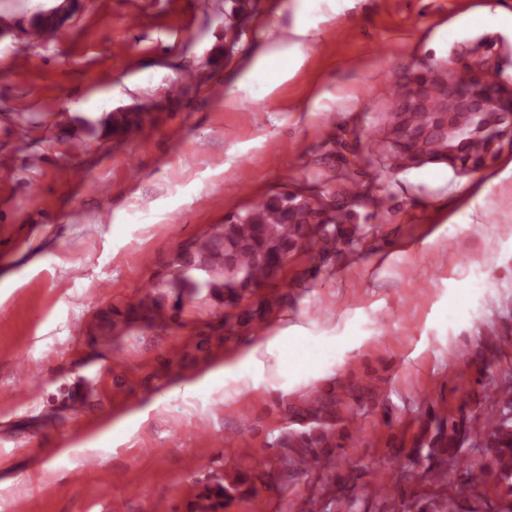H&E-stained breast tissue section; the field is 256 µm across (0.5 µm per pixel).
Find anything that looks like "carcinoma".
Returning a JSON list of instances; mask_svg holds the SVG:
<instances>
[{
	"instance_id": "1",
	"label": "carcinoma",
	"mask_w": 512,
	"mask_h": 512,
	"mask_svg": "<svg viewBox=\"0 0 512 512\" xmlns=\"http://www.w3.org/2000/svg\"><path fill=\"white\" fill-rule=\"evenodd\" d=\"M387 165L394 171L416 167L410 155L391 151L385 155ZM323 200L317 195L301 193L262 198L238 213V219L227 221L220 230L198 238L194 244L197 262H187L177 253L173 262V278L169 285L195 293L202 288L224 290V303L233 305L243 300L254 288L274 280L281 260L302 242L317 247L321 256L336 255L341 247L362 238L365 227L342 224L351 220V211H338L334 224H313L312 217L321 209ZM486 431L484 447L489 461L470 471L473 487L482 486L476 473L496 472L494 484L508 483L512 491V401L504 404L497 414L484 416ZM459 423L444 419L437 422L432 447L459 446ZM452 434H446L447 430Z\"/></svg>"
}]
</instances>
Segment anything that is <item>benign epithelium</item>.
I'll return each instance as SVG.
<instances>
[{"instance_id": "obj_1", "label": "benign epithelium", "mask_w": 512, "mask_h": 512, "mask_svg": "<svg viewBox=\"0 0 512 512\" xmlns=\"http://www.w3.org/2000/svg\"><path fill=\"white\" fill-rule=\"evenodd\" d=\"M462 69L467 71L466 80L441 87L435 101L436 120L425 129H416L408 124L406 115L426 107V97L434 86L436 74L428 70L411 77L415 94L395 100L390 108L392 122L386 136L390 145L414 156L424 147L425 140L446 133L448 154L439 161L459 173H466L480 167L494 146L503 139L512 142V87H506L501 80L493 86L488 83L487 73L491 65L484 58L467 63ZM478 118L484 120L480 135L485 148L477 154L467 153L462 132L471 120Z\"/></svg>"}]
</instances>
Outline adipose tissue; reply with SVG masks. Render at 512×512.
<instances>
[{
  "label": "adipose tissue",
  "instance_id": "obj_1",
  "mask_svg": "<svg viewBox=\"0 0 512 512\" xmlns=\"http://www.w3.org/2000/svg\"><path fill=\"white\" fill-rule=\"evenodd\" d=\"M312 30L313 26L306 11H299L291 30L292 40L287 43L275 41L256 47L234 80V89L251 93L256 101L272 96L303 65L306 59L304 47L312 35ZM295 338V327L282 326L274 335L255 340L236 363L215 362L196 381L186 384L184 390L189 393L202 386L235 377L258 365L264 353L272 348L285 346Z\"/></svg>",
  "mask_w": 512,
  "mask_h": 512
}]
</instances>
